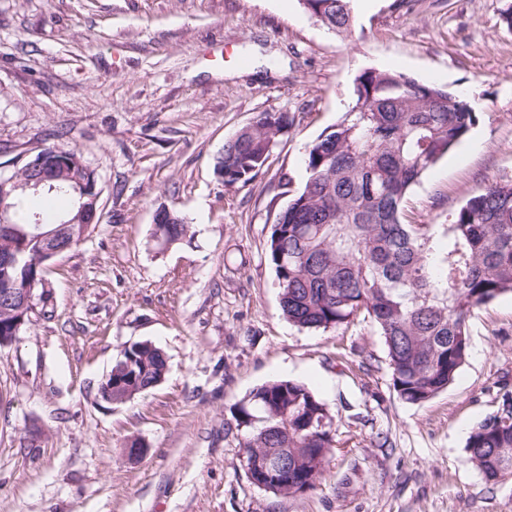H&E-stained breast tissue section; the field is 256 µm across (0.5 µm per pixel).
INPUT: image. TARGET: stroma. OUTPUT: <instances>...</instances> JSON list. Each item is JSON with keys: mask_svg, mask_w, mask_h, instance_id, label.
<instances>
[{"mask_svg": "<svg viewBox=\"0 0 512 512\" xmlns=\"http://www.w3.org/2000/svg\"><path fill=\"white\" fill-rule=\"evenodd\" d=\"M511 6L357 0L341 37L298 0H0V172L72 149L100 192L93 232L44 273L49 315L0 348V512H512V480L486 484L464 448L512 387V296L475 312L456 380L412 405L372 324L288 323L266 256L281 177L302 187L306 146L369 68L464 93L479 117L413 187L411 223L512 182ZM260 112L288 113V133L253 181L224 185L214 159ZM160 207L191 226L164 251ZM141 340L167 355L164 380L101 401ZM275 378L308 385L335 422L329 466L295 496L252 484L225 431Z\"/></svg>", "mask_w": 512, "mask_h": 512, "instance_id": "35a3bbf8", "label": "stroma"}]
</instances>
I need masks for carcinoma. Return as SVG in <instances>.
I'll return each instance as SVG.
<instances>
[{"instance_id":"obj_1","label":"carcinoma","mask_w":512,"mask_h":512,"mask_svg":"<svg viewBox=\"0 0 512 512\" xmlns=\"http://www.w3.org/2000/svg\"><path fill=\"white\" fill-rule=\"evenodd\" d=\"M356 0H298L302 10L338 35L355 22ZM478 122L462 95L390 70L366 69L354 79L336 123L306 148V179L278 213L267 253L280 288L282 315L300 330L326 331L361 320L384 340L392 389L423 404L450 386L469 354L467 323L475 311L512 295V182L492 183L470 197L446 224H411L408 194L460 144ZM286 112H260L224 143L214 168L224 184L251 182L288 134ZM67 197L70 215L88 202L72 183L19 199L14 223L0 240L21 261L0 270L3 288L39 289L40 247L26 237L32 221L48 224L35 199ZM159 246L184 240L190 225L163 224ZM166 354L149 341L123 351L112 365V403H123L162 381ZM234 428L242 460L288 453V489L313 488L336 443L333 416L305 384L270 380L236 405ZM465 460L484 482L512 477V392L469 432Z\"/></svg>"}]
</instances>
